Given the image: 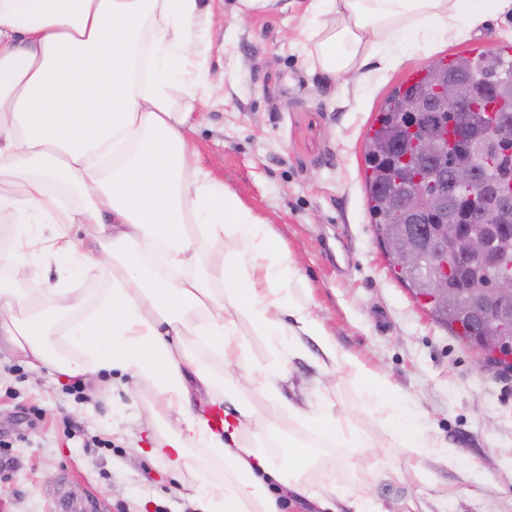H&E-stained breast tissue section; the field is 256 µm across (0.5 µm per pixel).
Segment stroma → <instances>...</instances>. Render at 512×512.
<instances>
[{"label":"stroma","mask_w":512,"mask_h":512,"mask_svg":"<svg viewBox=\"0 0 512 512\" xmlns=\"http://www.w3.org/2000/svg\"><path fill=\"white\" fill-rule=\"evenodd\" d=\"M215 18L206 78L214 93L190 138L202 166L262 219L295 261L290 289L339 355L379 373L419 426L438 434L478 478L438 467L448 512H512V371L479 368L478 351L451 336L392 276L368 211L364 140L385 98L412 74L459 53L512 43V14L488 16L458 40L399 51L369 78L329 84L304 60L296 27L307 0L239 19L237 0H209ZM317 338L298 336L284 393L305 407L326 397L374 442L356 462L382 459L395 474L375 488L388 512L420 487L415 453L368 410L348 367L324 371ZM34 370L0 352V512H57L59 494L105 502L109 512H197L191 475H167L141 456L149 392L121 377L108 389ZM104 446L93 445V438Z\"/></svg>","instance_id":"stroma-1"}]
</instances>
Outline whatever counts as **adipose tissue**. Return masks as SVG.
<instances>
[{
	"instance_id": "ef3b65f1",
	"label": "adipose tissue",
	"mask_w": 512,
	"mask_h": 512,
	"mask_svg": "<svg viewBox=\"0 0 512 512\" xmlns=\"http://www.w3.org/2000/svg\"><path fill=\"white\" fill-rule=\"evenodd\" d=\"M510 10L512 0H309L300 45L334 83L395 63L390 43L425 51ZM213 24L205 0H0V341L35 369L116 371L148 389V454L193 474L200 512H282L279 488L328 512L339 503L383 512L373 485L389 462L336 477L372 439L330 399L306 410L281 393L295 336L320 339L324 369L340 364L290 296L288 250L200 165L189 138L211 94L203 68ZM208 246L222 249L221 265H204ZM40 264L55 265L60 282L25 287ZM91 273L105 283L92 297L76 287ZM244 319L271 340L268 360L240 340ZM219 361L235 375H218ZM355 374L388 431L417 452L421 483L427 461L458 467L437 435L394 410L391 387ZM198 391L212 412L195 407ZM227 401L232 411L217 417ZM288 419L325 453L286 436ZM199 451L222 465V479L198 464Z\"/></svg>"
}]
</instances>
